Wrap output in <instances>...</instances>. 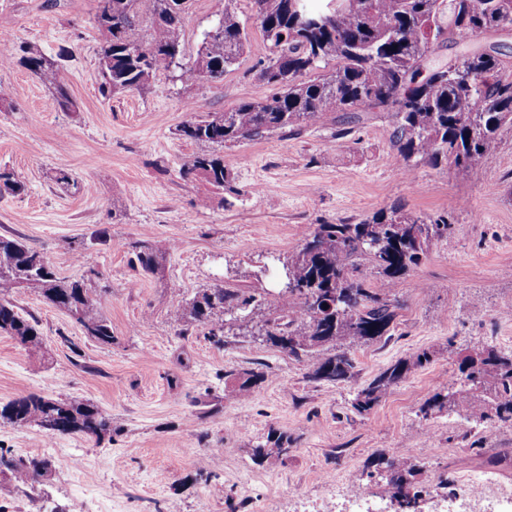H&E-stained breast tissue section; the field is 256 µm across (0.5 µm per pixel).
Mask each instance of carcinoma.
<instances>
[{
	"label": "carcinoma",
	"instance_id": "1",
	"mask_svg": "<svg viewBox=\"0 0 512 512\" xmlns=\"http://www.w3.org/2000/svg\"><path fill=\"white\" fill-rule=\"evenodd\" d=\"M188 0H99L98 22L106 37L100 46L97 68L103 95L144 89L161 69L181 70L186 81L224 79L248 42L246 27L224 0L219 21L222 32L206 33L192 64L184 55L181 28ZM480 12L472 0H329L325 7L314 0H253L264 17L262 32L274 51L281 80L276 92L263 101L242 102L224 112L205 115L189 108L190 119L177 135L218 147L277 134L286 138L334 114L341 121L361 111L387 114L393 128L396 162L405 171L415 163L436 166L443 161L468 169L479 159L492 158L498 136L512 126V66L494 50L473 53L445 63L441 71L421 76L424 55L439 43L463 36L512 29V0H482ZM322 16L321 25L301 26L298 13ZM152 19L147 43L134 30L141 17ZM20 63L30 72L55 75L56 61L21 49ZM51 105L65 112L76 104L65 88L57 86ZM185 175H200L218 189L228 183L224 157L216 152L194 156ZM24 190L19 177L0 170V192ZM449 224L439 216L424 222L400 206L380 210L355 224H319L307 231L297 253L281 262L294 287L279 293L272 317L262 321L266 342L305 363L314 381L342 382L352 376L349 350L377 342L390 331L395 305L389 295L399 279L421 260L429 243L447 236ZM141 269L157 272L160 261L144 241L133 243ZM379 281L372 287L368 276ZM33 290L43 302L69 313L84 331L103 344L112 343V326L101 312V296L85 280L60 277L49 259L19 239L0 235V332L22 346L43 345L39 322L18 310L15 297ZM262 304V296L240 288L215 287L198 293L174 308L176 320L208 327L212 338L224 335L225 318ZM427 359L398 361L358 390L353 408L371 410L412 367ZM463 388L436 392L423 405L434 411L463 410L475 422L492 418L512 421V352L488 348L458 359ZM36 426L55 435L82 434L101 440L112 436V418L89 401L58 400L30 394L0 406V426ZM288 454V435L281 433L270 446L253 449L263 460ZM15 481L34 486L48 462L41 459L8 460ZM383 492L410 507L420 467L402 451L382 456Z\"/></svg>",
	"mask_w": 512,
	"mask_h": 512
}]
</instances>
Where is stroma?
Returning a JSON list of instances; mask_svg holds the SVG:
<instances>
[{
	"label": "stroma",
	"mask_w": 512,
	"mask_h": 512,
	"mask_svg": "<svg viewBox=\"0 0 512 512\" xmlns=\"http://www.w3.org/2000/svg\"><path fill=\"white\" fill-rule=\"evenodd\" d=\"M224 0H191L182 23L185 62ZM98 0H0L16 44L57 61L55 80L0 52V167L23 192L0 196V235L44 252L56 271L84 278L102 295L112 341L97 342L67 312L39 295H17L35 317L42 351L0 334V403L28 394L93 402L112 419L110 438L51 436L33 427L0 426V455L44 459L48 473L19 485L0 466V512H396L380 484L377 459L406 449L420 466L419 512H448L451 487L485 473L503 490L489 512L512 507V422L476 423L460 411L423 415L436 391L458 380L460 355L492 347L512 352V128L493 158L464 172L442 164H395L392 126L365 113L340 135L324 121L281 139L225 147L229 186L184 175L208 145L178 138L186 104L221 112L272 93L261 77L270 43L254 23L252 0L232 7L249 32L223 80L182 82L177 68L156 72L144 90L99 91L97 51L104 33ZM495 49L512 63V31L471 34L435 47L431 63ZM62 85L78 109L51 108ZM66 172L76 186L54 181ZM126 200L124 216L112 201ZM399 205L424 218L445 215L447 239L433 242L399 279L389 336L352 350L353 375L312 381L301 362L246 335L276 305L267 273L288 258L305 230L358 222ZM107 231L100 244L93 236ZM149 241L157 273H143L132 251ZM262 289L265 300L227 320L223 344L204 326H183L172 310L206 288ZM428 362L416 365L419 354ZM407 376L370 411L352 403L359 389L397 361ZM262 371L259 386L237 391L235 374ZM288 436L285 457L256 460L253 448Z\"/></svg>",
	"instance_id": "obj_1"
}]
</instances>
